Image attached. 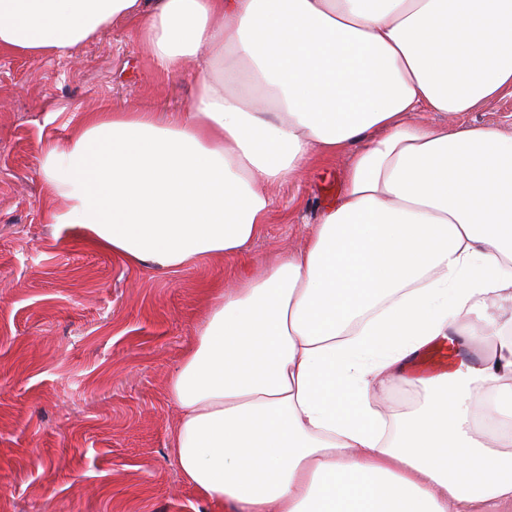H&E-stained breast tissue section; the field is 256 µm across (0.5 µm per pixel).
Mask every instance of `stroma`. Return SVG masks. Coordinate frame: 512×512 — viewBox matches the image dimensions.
Returning a JSON list of instances; mask_svg holds the SVG:
<instances>
[{
  "label": "stroma",
  "mask_w": 512,
  "mask_h": 512,
  "mask_svg": "<svg viewBox=\"0 0 512 512\" xmlns=\"http://www.w3.org/2000/svg\"><path fill=\"white\" fill-rule=\"evenodd\" d=\"M197 81L189 66L159 70L122 20L69 58L0 57V512H214L178 471L169 378L205 288L302 247L349 156L273 187L269 220L243 253L175 274L129 266L78 225L49 223L63 201L42 172L80 109L184 112ZM427 384L395 385L383 413L412 411Z\"/></svg>",
  "instance_id": "35a3bbf8"
}]
</instances>
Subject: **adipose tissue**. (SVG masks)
<instances>
[{
  "mask_svg": "<svg viewBox=\"0 0 512 512\" xmlns=\"http://www.w3.org/2000/svg\"><path fill=\"white\" fill-rule=\"evenodd\" d=\"M136 18L196 98L83 109L43 159L51 223L178 272L242 253L272 186L351 154L302 249L209 289L169 379L185 483L228 512H512V316L491 314L512 305V133L463 120L512 96V0H0V53ZM441 337L458 367L388 424L378 391Z\"/></svg>",
  "mask_w": 512,
  "mask_h": 512,
  "instance_id": "adipose-tissue-1",
  "label": "adipose tissue"
}]
</instances>
